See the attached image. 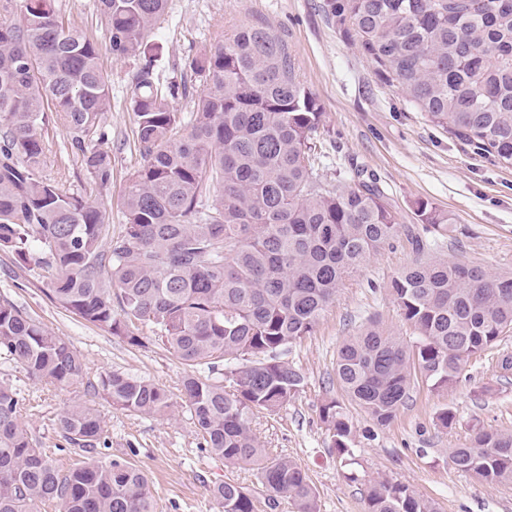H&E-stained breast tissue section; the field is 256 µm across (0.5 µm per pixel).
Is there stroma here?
<instances>
[{"label":"stroma","mask_w":512,"mask_h":512,"mask_svg":"<svg viewBox=\"0 0 512 512\" xmlns=\"http://www.w3.org/2000/svg\"><path fill=\"white\" fill-rule=\"evenodd\" d=\"M323 2L169 0L164 21L149 39L159 46L164 62L181 74L188 58L241 26L257 21L271 26L287 43L300 80L319 99L341 158L374 173L403 219H411L420 201L447 212L448 237L436 247L437 256L512 272V167L434 126L400 91L384 85L355 42L326 16ZM57 3L77 30L106 43L94 0ZM101 62L112 82V109L102 116L109 134L104 148L115 162L111 186L93 191L69 135L59 126L45 139L41 174L70 191L94 192L105 223L117 233L125 222L121 194L141 163L135 116L128 104V81L136 63L107 52ZM413 259L410 245L398 240L345 282L314 333L283 356L303 374V387L278 414L251 416L250 426L261 447L305 469L317 490L320 512H364L368 482L378 477L409 486L416 495L435 501L440 512H512V483H485L456 469L449 459L452 449L468 444L474 429L512 432V373L503 374L500 368L504 357H512V335L470 358L459 380L447 389L435 392L429 384H415L406 405L384 426L352 403L336 382V351L363 325L376 320L402 331L391 281ZM1 298L66 337L84 360L85 381L71 387L29 379L14 364L0 360V378L11 380L24 394L22 415L32 437L61 468H69L77 456L66 448L54 420L66 406L90 401L108 429L110 446L104 457L125 458L148 473L155 512H222L210 489L224 480L244 487L257 512H296L286 499L276 510L266 508V491L254 466L225 465L204 449L179 404L185 368L165 346L156 342L133 347L84 322L50 300L35 272L19 269L3 251ZM114 370L163 386L175 402L169 417L119 410L88 391V383ZM329 397L342 404L354 426L352 457L328 450L319 406ZM445 407L455 416L448 428L437 419ZM352 468L359 481L346 479Z\"/></svg>","instance_id":"35a3bbf8"}]
</instances>
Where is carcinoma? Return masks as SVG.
I'll return each instance as SVG.
<instances>
[{
  "mask_svg": "<svg viewBox=\"0 0 512 512\" xmlns=\"http://www.w3.org/2000/svg\"><path fill=\"white\" fill-rule=\"evenodd\" d=\"M168 0H96L113 57L137 60L130 105L143 165L128 178L125 224L114 236L97 203L41 175L52 120L93 185L112 183L111 80L94 39L74 30L56 0H23L21 18H0V251L36 272L67 311L128 344L159 342L192 368L182 404L204 448L227 466H256L267 507L289 498L318 512L305 470L260 447L249 425L275 415L303 387L279 360L311 335L343 282L399 238L417 255L391 282L407 341L372 320L336 354V382L380 425L393 421L419 381L454 383L473 356L512 333V274L472 262L423 258L431 249L403 223L377 178L345 164L328 177L330 131L300 80L288 45L249 24L188 60L206 83L190 111L185 76L164 77L148 41ZM336 28L358 44L382 82L435 126L512 166V0H324ZM417 224L448 236V214L427 202ZM151 335L140 336L135 325ZM0 355L57 386L84 379L70 341L0 300ZM120 410L164 417L173 403L148 379L108 371L89 383ZM24 397L0 379V512H155L146 472L104 460L109 440L96 410L57 415L60 438L83 453L63 471L22 419ZM330 448L350 453L353 425L333 398L319 408ZM453 465L488 483L512 482V433L476 432ZM223 512H255L232 481L213 485ZM365 512H438L435 502L388 479L369 481Z\"/></svg>",
  "mask_w": 512,
  "mask_h": 512,
  "instance_id": "obj_1",
  "label": "carcinoma"
}]
</instances>
